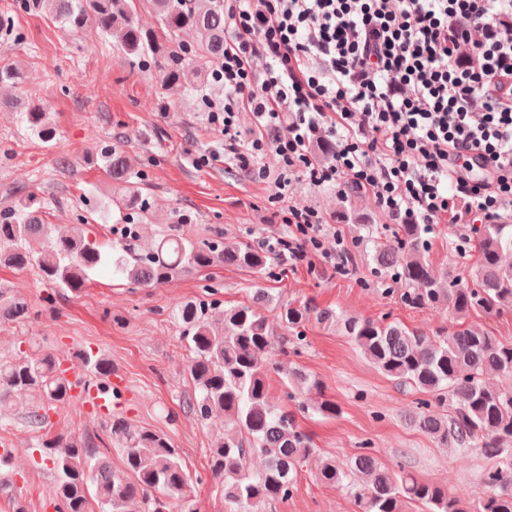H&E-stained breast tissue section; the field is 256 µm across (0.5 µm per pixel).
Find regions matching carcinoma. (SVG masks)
I'll return each mask as SVG.
<instances>
[{
	"mask_svg": "<svg viewBox=\"0 0 512 512\" xmlns=\"http://www.w3.org/2000/svg\"><path fill=\"white\" fill-rule=\"evenodd\" d=\"M158 16L159 28L140 25L136 0H20L28 13L42 17L66 33L92 26L127 55L151 60L168 94L204 93L205 72L195 64L224 57V0H144ZM25 80L15 65L0 62V88ZM11 106L26 131L47 143L57 130L49 113L31 100ZM101 168L112 181L116 204L146 218L137 173L126 153L104 148ZM339 215L354 226L356 236L371 244L374 272L402 280L401 300L414 308H445L459 323L456 330L428 336L384 317L363 319L310 302L274 303L265 315L253 304L224 309L215 316L212 302L198 300L177 308L180 339L189 352L187 373L193 391L182 397V409L204 425L215 421L209 448V472L233 512H263L266 505L293 494L303 465L317 460L316 480L324 485L347 482L358 512H512V342L465 324L473 312L512 313V224H484L475 229L478 256L472 285L433 272L427 254V224H400L391 240L370 235V225L356 207V196H340ZM44 206L28 194L0 215V265L25 269L36 265L41 279L77 293L89 273L104 262L135 287H159L216 266L258 272L270 256L261 248L216 233L192 239L170 224L157 245L144 249L141 225L125 224L114 240L99 244L70 234L62 224L44 223ZM35 315L26 300L0 303V323H24ZM344 332L364 358L404 391L418 393L412 422L444 446L477 448L486 460L482 478L486 492L468 503L448 489L423 481L405 464L394 470L365 446L340 461L317 448L297 425L295 412L334 418L340 408L322 383L290 361L308 345L309 323ZM28 348L0 358V427L3 416L16 412L20 424L34 434L44 460L52 464L56 512H127L133 501L142 512H197L187 494L191 475L180 452L158 431L137 428L114 414L105 432L119 446L124 469L111 468L95 442L74 435H50L49 411L74 405L75 383L62 363L79 365V378L101 380L112 364L90 348L44 349L29 340ZM280 376L283 401L272 399L267 379ZM496 374L501 385L486 382ZM263 458L258 471L254 456Z\"/></svg>",
	"mask_w": 512,
	"mask_h": 512,
	"instance_id": "cac0c4a2",
	"label": "carcinoma"
}]
</instances>
